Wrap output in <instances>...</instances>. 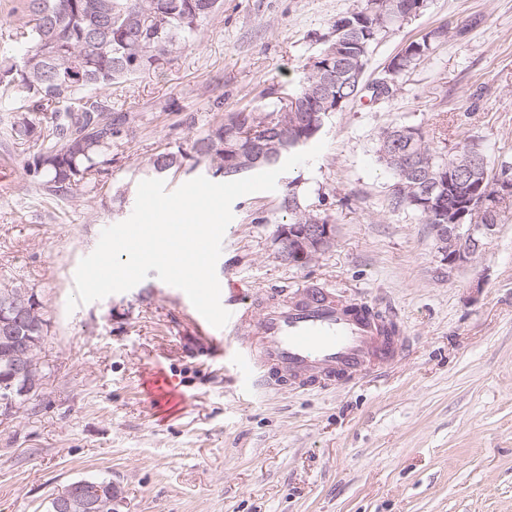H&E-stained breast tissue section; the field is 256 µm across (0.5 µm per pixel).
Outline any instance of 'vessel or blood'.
<instances>
[{"mask_svg":"<svg viewBox=\"0 0 512 512\" xmlns=\"http://www.w3.org/2000/svg\"><path fill=\"white\" fill-rule=\"evenodd\" d=\"M221 304L231 314L224 352L252 389L327 390L374 376L409 352L407 336L390 331L386 316L331 285L303 282Z\"/></svg>","mask_w":512,"mask_h":512,"instance_id":"b4317fda","label":"vessel or blood"}]
</instances>
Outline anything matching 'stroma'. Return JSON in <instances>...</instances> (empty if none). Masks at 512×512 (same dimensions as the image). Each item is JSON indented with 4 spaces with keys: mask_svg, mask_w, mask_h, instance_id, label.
Listing matches in <instances>:
<instances>
[{
    "mask_svg": "<svg viewBox=\"0 0 512 512\" xmlns=\"http://www.w3.org/2000/svg\"><path fill=\"white\" fill-rule=\"evenodd\" d=\"M361 4L224 0L159 71L113 86L131 123L112 146L110 188L43 203L23 168L30 146L0 139V284L35 288L50 317L43 395L0 422V512H44L57 488L93 475L112 479L122 512H512V204L473 263L448 267L434 225L391 208L393 179L374 153L383 129L406 122L444 137L446 154L474 144L512 161V0H427L378 43L368 82L410 41L447 28L394 99L329 113L324 150L278 178L335 226L315 262L277 254L279 188L232 205L218 278L245 293L328 282L390 311L411 352L385 377L244 396L197 339L190 300L153 274L67 307L80 259L133 211V171L265 92L297 87L320 36ZM117 188L125 204L112 202ZM158 376L176 402L154 399Z\"/></svg>",
    "mask_w": 512,
    "mask_h": 512,
    "instance_id": "35a3bbf8",
    "label": "stroma"
}]
</instances>
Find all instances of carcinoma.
I'll list each match as a JSON object with an SVG mask.
<instances>
[{"mask_svg": "<svg viewBox=\"0 0 512 512\" xmlns=\"http://www.w3.org/2000/svg\"><path fill=\"white\" fill-rule=\"evenodd\" d=\"M221 7L222 0H20L21 17L12 37L24 44V52L17 61L0 60V99L18 98L22 105L11 109L13 116L0 134L18 144L37 146L25 163L31 180L57 200L67 198L82 185L96 189L92 176L105 171L112 144L128 132V113L112 111V86L145 70L158 69L162 60L196 38L202 24ZM410 10L409 0H364L361 8L336 17L331 25L336 35L324 41V49L335 47L333 56L327 60L317 54L331 77L329 92L316 94L320 78L313 67L306 66L300 88L290 94L297 101L296 122L282 127L267 122L284 109L281 96L268 109L240 108L213 122L190 140L188 147L158 150L141 174L165 180L202 164L216 181L235 180L241 172L224 169V158L235 153L246 158L256 142L273 139L283 145L279 159L251 170L280 166L316 137L336 101H341L343 107L365 97L371 103L378 102L375 92L352 77L355 70L365 68L374 45L403 22ZM442 34L443 30L435 29L408 43L389 64L386 77L394 81L401 72L428 59ZM413 150L428 153L449 173L468 154H482L479 148L467 144L455 156L442 158L423 133L414 139ZM383 166L393 177L391 208L409 207L430 223L422 210L409 206L410 186L418 172L398 162H385ZM297 187L298 182L293 180L283 191V224H297L310 215L329 223L328 217L301 205ZM483 195L484 190L477 186L467 196L457 192L454 183H448L450 207L468 203L498 222L499 214L490 213L483 205ZM6 298L15 304L13 333L29 336L32 342L22 350L12 339L0 336V407L18 399L7 380L10 359L19 354L34 362L28 376L36 387L32 400L42 396L47 372L40 352L50 323L42 296L35 289L0 285V302Z\"/></svg>", "mask_w": 512, "mask_h": 512, "instance_id": "1", "label": "carcinoma"}]
</instances>
